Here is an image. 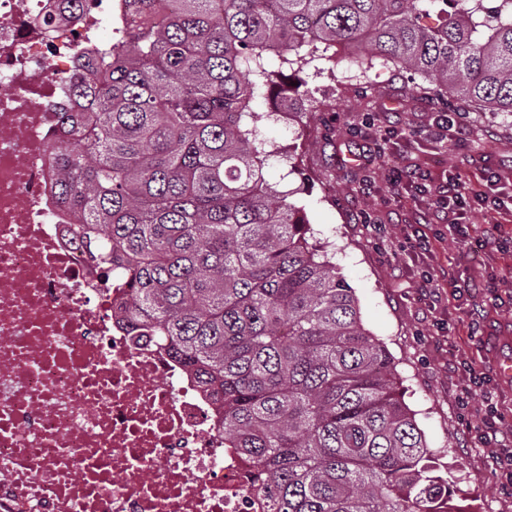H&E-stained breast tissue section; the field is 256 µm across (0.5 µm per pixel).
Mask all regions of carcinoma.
I'll return each mask as SVG.
<instances>
[{"mask_svg": "<svg viewBox=\"0 0 512 512\" xmlns=\"http://www.w3.org/2000/svg\"><path fill=\"white\" fill-rule=\"evenodd\" d=\"M440 2L428 26V0H123L146 21L116 26L99 82L73 86L81 111L60 113L76 245L123 273L131 330L222 399L224 444L268 512H453L387 347L266 184L248 123L255 97L289 89L269 55L300 70L338 44L512 117V0Z\"/></svg>", "mask_w": 512, "mask_h": 512, "instance_id": "1", "label": "carcinoma"}]
</instances>
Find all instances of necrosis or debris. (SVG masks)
Instances as JSON below:
<instances>
[{
    "label": "necrosis or debris",
    "instance_id": "obj_1",
    "mask_svg": "<svg viewBox=\"0 0 512 512\" xmlns=\"http://www.w3.org/2000/svg\"><path fill=\"white\" fill-rule=\"evenodd\" d=\"M110 0H0V512H267L220 398L118 313L130 290L72 238L58 113Z\"/></svg>",
    "mask_w": 512,
    "mask_h": 512
}]
</instances>
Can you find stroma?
<instances>
[{
	"label": "stroma",
	"instance_id": "obj_1",
	"mask_svg": "<svg viewBox=\"0 0 512 512\" xmlns=\"http://www.w3.org/2000/svg\"><path fill=\"white\" fill-rule=\"evenodd\" d=\"M349 58L340 49L305 67L298 97L280 99L278 115H271L274 107L265 98L252 101L258 137L270 152L264 176L304 209L316 237L328 243L331 262L359 302L364 328L392 355L403 400L452 479L453 505L461 512H512V482L475 432L483 395L490 391L505 415L502 429L512 435V376L499 372L502 360L512 359V211L478 207L468 215L477 229L502 225L503 252L460 254L451 239L438 235L448 223L443 214L424 228L432 239L430 253L417 256L403 251L400 227L416 223L426 199L411 188L393 190L388 182L397 166L430 171L437 182L456 174L497 194L483 173L490 168L512 174V122L462 111L466 147L456 149L430 134L435 112L457 108L435 92V80L378 65L362 82ZM301 100L321 118L304 130L294 113ZM450 269L494 294L481 320L488 345L468 335V304L425 306L421 274ZM465 361L482 369L487 381L466 404L454 387L457 366Z\"/></svg>",
	"mask_w": 512,
	"mask_h": 512
}]
</instances>
